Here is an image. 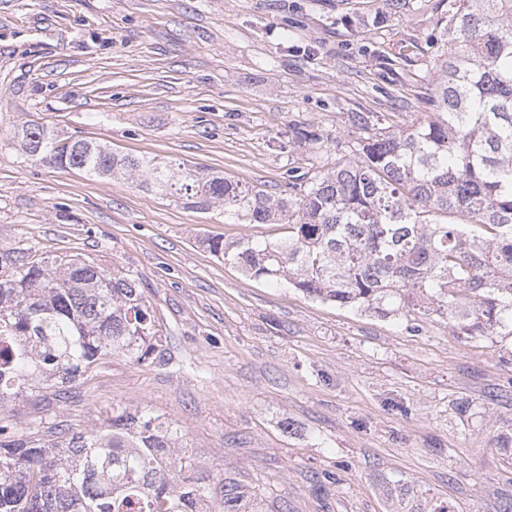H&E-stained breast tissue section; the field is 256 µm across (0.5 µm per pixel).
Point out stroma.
I'll return each instance as SVG.
<instances>
[{
	"label": "stroma",
	"instance_id": "stroma-1",
	"mask_svg": "<svg viewBox=\"0 0 512 512\" xmlns=\"http://www.w3.org/2000/svg\"><path fill=\"white\" fill-rule=\"evenodd\" d=\"M447 14L446 0H0V251L137 276L163 329L153 363L108 358L5 417L90 431L164 416L206 489L234 479L263 512H500L512 331L462 336L432 312L383 319L255 281L206 240L282 225L39 164L16 138L39 124L291 193L349 155L353 113L427 117ZM296 126L322 149L295 144Z\"/></svg>",
	"mask_w": 512,
	"mask_h": 512
}]
</instances>
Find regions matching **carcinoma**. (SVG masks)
<instances>
[{"label": "carcinoma", "mask_w": 512, "mask_h": 512, "mask_svg": "<svg viewBox=\"0 0 512 512\" xmlns=\"http://www.w3.org/2000/svg\"><path fill=\"white\" fill-rule=\"evenodd\" d=\"M453 49L433 72V117L404 129L357 112L353 156L298 196L246 187L178 159L119 155L39 125L18 131L31 160L89 177H143L140 187L191 209L224 206L236 224H286L209 251L244 275L287 283L312 300L380 317L427 305L463 336L512 327V0H451ZM295 142L321 148L313 131ZM162 326L139 279L76 256L19 260L0 252V408L31 387L57 388L119 356L156 359ZM177 430L122 412L93 432L36 427L16 437L0 418V512H246L226 478L208 496L184 473Z\"/></svg>", "instance_id": "obj_1"}]
</instances>
